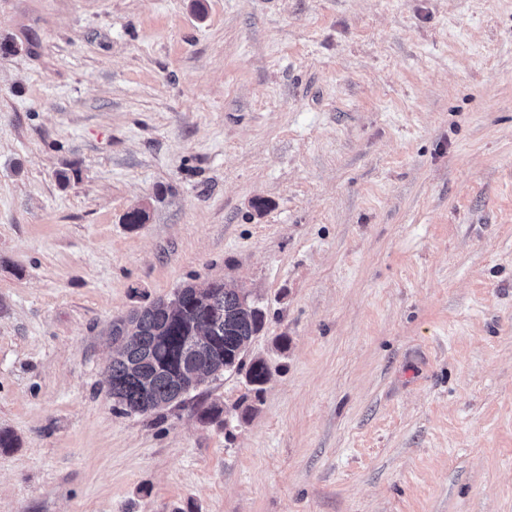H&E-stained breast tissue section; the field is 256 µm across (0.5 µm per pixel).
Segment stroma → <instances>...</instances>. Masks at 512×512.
<instances>
[{
  "instance_id": "35a3bbf8",
  "label": "stroma",
  "mask_w": 512,
  "mask_h": 512,
  "mask_svg": "<svg viewBox=\"0 0 512 512\" xmlns=\"http://www.w3.org/2000/svg\"><path fill=\"white\" fill-rule=\"evenodd\" d=\"M0 42V512H512V0H0ZM212 280L267 313L255 412L115 409L113 320Z\"/></svg>"
}]
</instances>
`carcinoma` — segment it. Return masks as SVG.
Returning a JSON list of instances; mask_svg holds the SVG:
<instances>
[{"label":"carcinoma","instance_id":"1","mask_svg":"<svg viewBox=\"0 0 512 512\" xmlns=\"http://www.w3.org/2000/svg\"><path fill=\"white\" fill-rule=\"evenodd\" d=\"M266 314L242 288L222 281L186 283L169 301L159 300L133 310L112 323L117 353L107 366L112 400L121 412L148 413L178 402L203 379L188 376L191 360L206 378L245 372L255 398H260L271 368L260 357L245 361L252 340L265 328ZM149 383L151 406L145 408L143 387ZM224 407L213 403L198 418L225 422Z\"/></svg>","mask_w":512,"mask_h":512}]
</instances>
